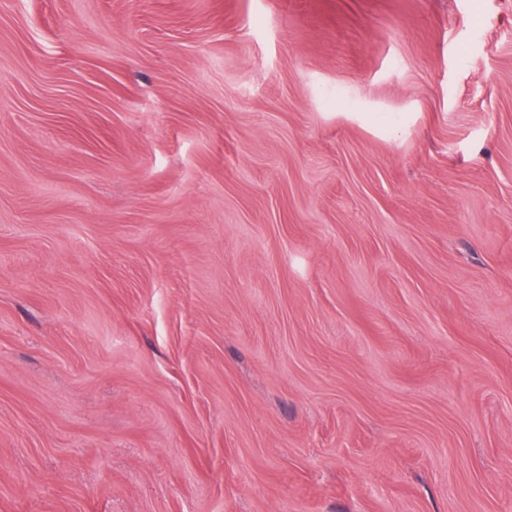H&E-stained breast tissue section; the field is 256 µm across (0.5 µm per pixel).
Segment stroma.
Returning a JSON list of instances; mask_svg holds the SVG:
<instances>
[{"instance_id":"1","label":"stroma","mask_w":512,"mask_h":512,"mask_svg":"<svg viewBox=\"0 0 512 512\" xmlns=\"http://www.w3.org/2000/svg\"><path fill=\"white\" fill-rule=\"evenodd\" d=\"M0 512H512V0H0Z\"/></svg>"}]
</instances>
